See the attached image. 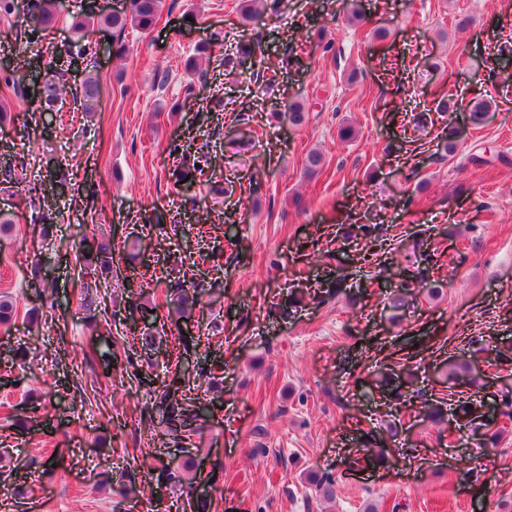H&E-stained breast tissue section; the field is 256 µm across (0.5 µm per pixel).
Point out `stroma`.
Masks as SVG:
<instances>
[{
    "label": "stroma",
    "instance_id": "obj_1",
    "mask_svg": "<svg viewBox=\"0 0 512 512\" xmlns=\"http://www.w3.org/2000/svg\"><path fill=\"white\" fill-rule=\"evenodd\" d=\"M91 4L116 13L129 0H59V23L32 44L27 0L0 16V69L52 70L74 88L97 74L102 104L88 114L66 98L38 125L12 97L0 124V152L36 157L0 186V210L15 216L0 236V294L16 301L15 320L0 326V445L11 459L0 498L11 512H181L187 486L127 500L102 476L131 461L173 470L189 457L211 483L212 512H473L479 491L484 512L512 504V419L498 417L502 436L487 449L453 414L434 425L425 408L449 399L448 354L426 335L512 342V0H277L276 13L250 23L235 0H166L155 28L126 29L124 59L108 54L111 31L99 28L88 35L99 53L69 61L71 21ZM372 26L385 39L369 36ZM322 27L336 56L316 46ZM255 38V66L275 70L274 81L227 64ZM203 43L206 78L171 111ZM442 91L451 98L438 112ZM480 99L493 109L475 123ZM293 100L309 111L298 127L283 117ZM451 125L466 135L450 155ZM345 126L355 131L347 141ZM187 145L206 146L223 169V194L178 181L174 149ZM312 151L322 163L310 177ZM479 153L490 163L476 169L468 158ZM56 162L86 198L46 180L54 222L31 223L28 179ZM86 206L116 254L133 244L159 269L193 266L194 313L149 351L142 380L113 362V342L137 341L122 274L92 303L80 287L73 250L84 227L74 218ZM156 210L167 224L145 225ZM359 224L376 225L388 269L356 261ZM416 233L444 288L434 300L410 291L396 320L390 303L413 274L402 256ZM330 280L340 294L324 293ZM183 331L198 339L185 353ZM200 364L213 381L193 378ZM154 387L218 398L192 444L149 420ZM75 448L88 458L80 470ZM326 473L336 479L329 504L312 483Z\"/></svg>",
    "mask_w": 512,
    "mask_h": 512
}]
</instances>
